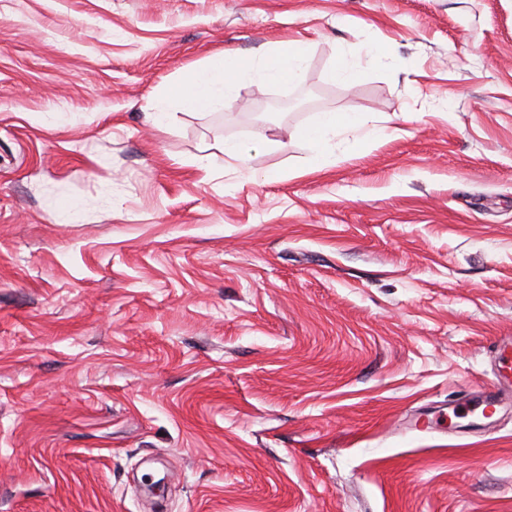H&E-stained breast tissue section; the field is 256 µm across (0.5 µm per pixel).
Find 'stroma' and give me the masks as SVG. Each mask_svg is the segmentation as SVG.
<instances>
[{
  "label": "stroma",
  "instance_id": "35a3bbf8",
  "mask_svg": "<svg viewBox=\"0 0 512 512\" xmlns=\"http://www.w3.org/2000/svg\"><path fill=\"white\" fill-rule=\"evenodd\" d=\"M503 336L512 0H0V512H512ZM307 57L304 46L289 48L286 52L272 53L256 70L246 69L240 59L230 53L212 57L204 71L196 74L176 96V103L186 111L209 109L222 95L231 98L238 78L257 76L269 81H297ZM357 132L358 140L370 141L377 137V129L361 112H323L318 121L301 131V137L313 153L314 169H321L329 158L328 141L338 134Z\"/></svg>",
  "mask_w": 512,
  "mask_h": 512
}]
</instances>
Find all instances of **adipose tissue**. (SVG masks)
Returning a JSON list of instances; mask_svg holds the SVG:
<instances>
[{"label": "adipose tissue", "instance_id": "ef3b65f1", "mask_svg": "<svg viewBox=\"0 0 512 512\" xmlns=\"http://www.w3.org/2000/svg\"><path fill=\"white\" fill-rule=\"evenodd\" d=\"M306 57V48L296 46L285 52L272 53L256 71L251 72L233 54L216 55L209 60L204 71L193 76L179 90L176 103L191 112L207 110L220 97L230 96L238 78L251 73L269 81L298 80ZM350 132L358 133L363 141L377 136L369 118L359 112H325L314 125L302 129L301 136L312 150L315 168H322L328 161L330 137Z\"/></svg>", "mask_w": 512, "mask_h": 512}]
</instances>
